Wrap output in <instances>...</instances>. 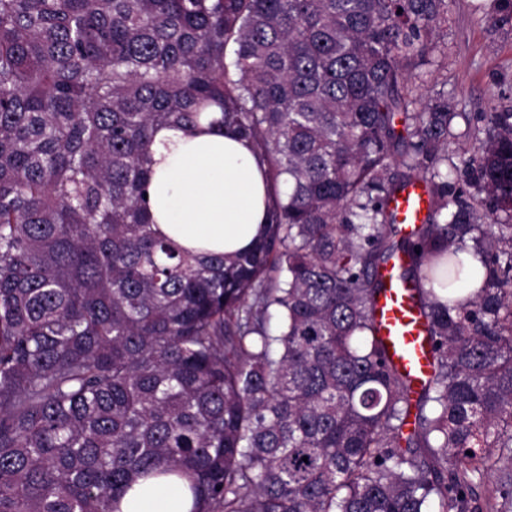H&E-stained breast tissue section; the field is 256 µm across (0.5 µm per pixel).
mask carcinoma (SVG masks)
<instances>
[{
	"label": "carcinoma",
	"instance_id": "cac0c4a2",
	"mask_svg": "<svg viewBox=\"0 0 512 512\" xmlns=\"http://www.w3.org/2000/svg\"><path fill=\"white\" fill-rule=\"evenodd\" d=\"M447 11L0 0V512H118L169 473L191 512H512V113L463 160L471 205L441 169L455 113L410 89ZM210 112L270 187L234 255L149 219L154 131ZM398 253L434 349L418 390L374 321ZM429 197L423 184L414 183L396 193L390 203L395 224H422L428 209ZM460 257L464 261L468 272L467 274L471 275V278L465 277L458 285V288H460V295L464 297L469 295V293L474 292L476 288L480 287L481 281L475 273L481 269V263L479 259L471 253H462L460 254ZM467 274L466 276H468Z\"/></svg>",
	"mask_w": 512,
	"mask_h": 512
}]
</instances>
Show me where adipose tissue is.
I'll list each match as a JSON object with an SVG mask.
<instances>
[{
	"instance_id": "ef3b65f1",
	"label": "adipose tissue",
	"mask_w": 512,
	"mask_h": 512,
	"mask_svg": "<svg viewBox=\"0 0 512 512\" xmlns=\"http://www.w3.org/2000/svg\"><path fill=\"white\" fill-rule=\"evenodd\" d=\"M148 201L160 232L182 247L231 254L247 249L267 222L268 187L246 144L219 129L164 127L151 145ZM187 481L142 479L124 495L120 512H191Z\"/></svg>"
}]
</instances>
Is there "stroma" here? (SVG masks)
<instances>
[{
	"instance_id": "1",
	"label": "stroma",
	"mask_w": 512,
	"mask_h": 512,
	"mask_svg": "<svg viewBox=\"0 0 512 512\" xmlns=\"http://www.w3.org/2000/svg\"><path fill=\"white\" fill-rule=\"evenodd\" d=\"M439 49L416 81L422 100L445 99L454 112L448 144V180L479 203L478 187L465 185L461 160L486 138V113L512 112V7L503 0H448Z\"/></svg>"
}]
</instances>
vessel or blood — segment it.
Returning a JSON list of instances; mask_svg holds the SVG:
<instances>
[{
	"label": "vessel or blood",
	"mask_w": 512,
	"mask_h": 512,
	"mask_svg": "<svg viewBox=\"0 0 512 512\" xmlns=\"http://www.w3.org/2000/svg\"><path fill=\"white\" fill-rule=\"evenodd\" d=\"M429 197L423 184H412L396 193L390 203L400 225L423 223ZM404 256H395L380 277L383 287L375 305V324L386 345L388 359L422 385L431 372L432 346L414 288L401 277Z\"/></svg>",
	"instance_id": "obj_1"
}]
</instances>
